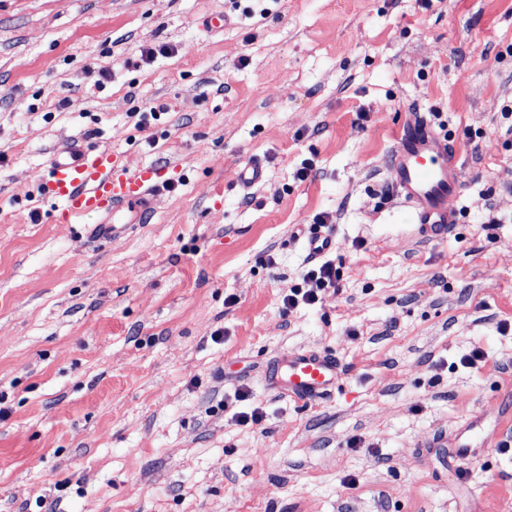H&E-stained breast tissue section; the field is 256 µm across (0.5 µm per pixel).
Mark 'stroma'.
Returning <instances> with one entry per match:
<instances>
[{
    "mask_svg": "<svg viewBox=\"0 0 512 512\" xmlns=\"http://www.w3.org/2000/svg\"><path fill=\"white\" fill-rule=\"evenodd\" d=\"M510 103L512 0H0V512H512V451H453L512 414ZM411 111L461 149L440 243L387 179ZM78 139L163 170L119 240L43 194ZM326 215L341 287L284 308ZM296 349L346 373L311 410L263 375Z\"/></svg>",
    "mask_w": 512,
    "mask_h": 512,
    "instance_id": "stroma-1",
    "label": "stroma"
}]
</instances>
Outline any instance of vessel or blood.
Returning <instances> with one entry per match:
<instances>
[{"label":"vessel or blood","mask_w":512,"mask_h":512,"mask_svg":"<svg viewBox=\"0 0 512 512\" xmlns=\"http://www.w3.org/2000/svg\"><path fill=\"white\" fill-rule=\"evenodd\" d=\"M388 177L394 191L411 207L422 240H447L457 224L452 206L462 187L464 171L456 148L438 133L424 112L408 113L399 125L388 157ZM163 182L155 167L130 168L114 161L109 150L70 148L49 159L45 193L55 201L62 219L81 223L91 212L109 216L96 225V237L115 240L131 220L150 209ZM298 236L309 259L332 252V231L299 225ZM343 369L333 353L316 349L284 353L268 371V384L279 394L305 406L329 397L339 387Z\"/></svg>","instance_id":"1"}]
</instances>
